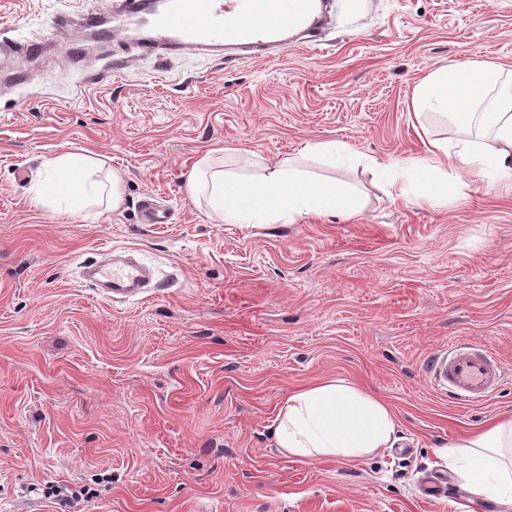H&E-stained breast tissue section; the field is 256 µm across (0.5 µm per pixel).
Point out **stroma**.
<instances>
[{
  "label": "stroma",
  "instance_id": "obj_1",
  "mask_svg": "<svg viewBox=\"0 0 512 512\" xmlns=\"http://www.w3.org/2000/svg\"><path fill=\"white\" fill-rule=\"evenodd\" d=\"M109 0H0V40H53L58 13ZM319 47L275 62L187 51L109 71L90 44L83 89L62 46L28 66L0 49V512H503L435 454L512 416V378L467 407L426 368L448 344L512 370V190L473 186L445 208L392 199L397 168L444 137L418 123L417 84L468 60L512 63V0H330ZM339 141L352 162L314 160ZM289 158L350 184L358 215L224 224L184 181L200 158ZM78 152L123 179L124 205L68 218L32 202L45 159ZM154 194L170 213L143 224ZM137 251L160 291L101 298L80 278L103 249ZM341 378L385 400L393 447L354 463L274 444L302 386ZM448 478L423 498L421 479ZM93 489L63 507L47 487Z\"/></svg>",
  "mask_w": 512,
  "mask_h": 512
}]
</instances>
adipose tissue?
Listing matches in <instances>:
<instances>
[{
  "label": "adipose tissue",
  "mask_w": 512,
  "mask_h": 512,
  "mask_svg": "<svg viewBox=\"0 0 512 512\" xmlns=\"http://www.w3.org/2000/svg\"><path fill=\"white\" fill-rule=\"evenodd\" d=\"M416 116L446 115L448 135L429 141L427 154L406 163L389 181L394 198L447 206L468 185L492 184L512 175V68L497 62L451 64L433 70L416 87ZM100 164L80 153L46 163L34 198L64 215L81 214L99 201L120 209V176L97 177ZM189 198L205 199L227 224L294 223L315 215H352L361 205L343 185L309 177L292 164H254L247 174L214 169L202 158L187 176ZM395 417L377 396L343 379H331L290 396L277 417L275 443L286 455L364 459L392 447ZM474 489L512 499V417L439 449Z\"/></svg>",
  "instance_id": "1"
}]
</instances>
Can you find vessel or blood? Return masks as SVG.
I'll list each match as a JSON object with an SVG mask.
<instances>
[{
	"label": "vessel or blood",
	"mask_w": 512,
	"mask_h": 512,
	"mask_svg": "<svg viewBox=\"0 0 512 512\" xmlns=\"http://www.w3.org/2000/svg\"><path fill=\"white\" fill-rule=\"evenodd\" d=\"M246 3L258 10L264 6L263 0H165L157 12L147 14L149 33L137 48L140 54L150 56L221 47L242 58L263 55L276 60L291 44L318 45L321 0H300L273 26L245 18L242 6ZM122 6V12L107 15L87 11L56 16L59 28L77 29L70 40L74 59L85 53V31L94 30L98 40L108 42L114 32L122 30L128 16L146 14V0H122ZM83 270L99 285L102 296L112 301L156 291L146 266L112 252L86 261ZM429 372L438 390L460 405L492 398L505 381L498 355L486 345L472 342H456L436 354Z\"/></svg>",
	"instance_id": "obj_1"
}]
</instances>
